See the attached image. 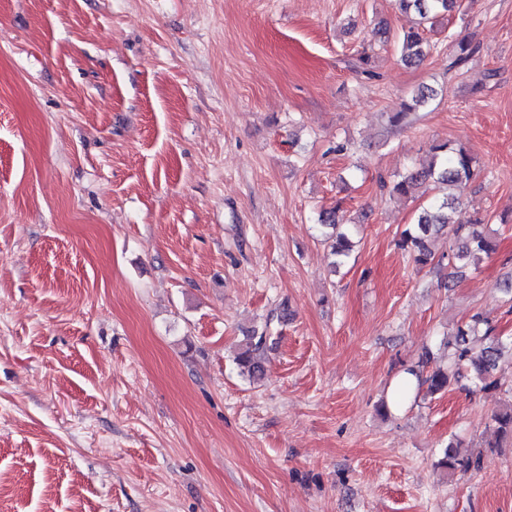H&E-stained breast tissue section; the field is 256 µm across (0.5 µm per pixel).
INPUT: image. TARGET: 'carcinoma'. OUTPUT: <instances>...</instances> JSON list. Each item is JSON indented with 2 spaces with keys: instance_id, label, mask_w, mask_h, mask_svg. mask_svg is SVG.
<instances>
[{
  "instance_id": "carcinoma-1",
  "label": "carcinoma",
  "mask_w": 512,
  "mask_h": 512,
  "mask_svg": "<svg viewBox=\"0 0 512 512\" xmlns=\"http://www.w3.org/2000/svg\"><path fill=\"white\" fill-rule=\"evenodd\" d=\"M397 10L402 13L413 11L419 16L417 26L403 34L400 45V59L405 65L418 66L425 60L430 44L424 37L427 26L444 14L461 11L463 0H394ZM436 96L432 88L420 90L411 100L401 103L398 110L389 113L388 122L400 126L407 122L410 114L426 105ZM479 163L467 149L453 147L450 144L436 143L430 146L425 159L399 173L381 186L389 187V192L399 198H412L423 185L436 188L446 186L463 191L477 176ZM460 197L447 195L422 206L414 222L408 225L397 240V247L408 254L415 264L427 266L434 264L435 255L429 247L431 238L449 228L459 245L448 251V266L461 273L472 264H478L483 257L496 251L494 238L484 228L487 222L476 219L469 224H460L449 218L456 210ZM340 208L325 211L320 223L334 230L332 244L333 255L338 263L349 257L348 225L340 220ZM266 348L265 334L248 337L245 349L236 357L238 365L250 377L262 373V363ZM447 350L448 365L437 366L434 356L427 351L417 366L405 368L406 373L417 379V387L426 388V394L433 396L448 391L452 382L459 381L469 374L474 387L482 390L497 388L500 379L497 375L500 362L506 352H512V340L506 342L494 334V328L480 314L471 316L469 322L459 325L452 337L444 341ZM495 441L488 446H499L500 440L512 438V403L506 405L492 418ZM483 453L464 448L459 442L450 443L445 449L438 466L449 474H466L481 469Z\"/></svg>"
}]
</instances>
